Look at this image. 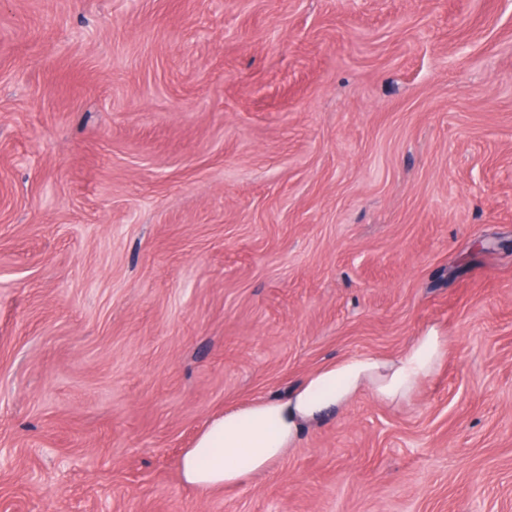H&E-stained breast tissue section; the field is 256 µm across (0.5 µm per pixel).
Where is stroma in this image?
<instances>
[{
  "mask_svg": "<svg viewBox=\"0 0 512 512\" xmlns=\"http://www.w3.org/2000/svg\"><path fill=\"white\" fill-rule=\"evenodd\" d=\"M431 325L410 401L182 481ZM0 512H512V0H0ZM448 337L431 325L397 355L355 353L326 363L286 397L258 398L209 420L179 460L184 483L200 492L248 484L294 448L301 434L365 392L388 404L412 397L436 374Z\"/></svg>",
  "mask_w": 512,
  "mask_h": 512,
  "instance_id": "1",
  "label": "stroma"
}]
</instances>
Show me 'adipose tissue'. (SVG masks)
I'll list each match as a JSON object with an SVG mask.
<instances>
[{
	"label": "adipose tissue",
	"instance_id": "adipose-tissue-1",
	"mask_svg": "<svg viewBox=\"0 0 512 512\" xmlns=\"http://www.w3.org/2000/svg\"><path fill=\"white\" fill-rule=\"evenodd\" d=\"M447 352V336L431 325L399 354L361 352L326 363L288 396L258 398L209 420L179 460L181 477L203 493L246 485L293 449L305 430L362 393L388 404L410 399Z\"/></svg>",
	"mask_w": 512,
	"mask_h": 512
}]
</instances>
